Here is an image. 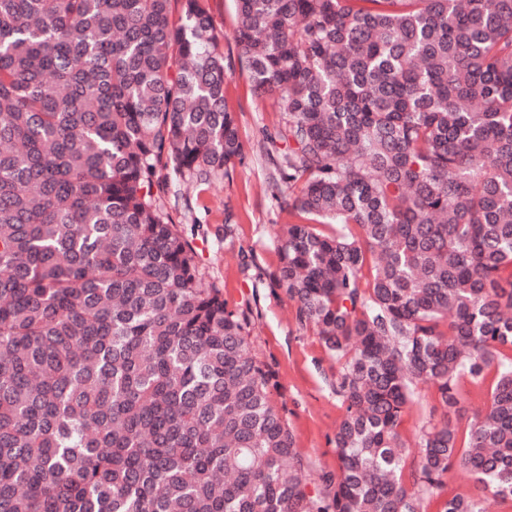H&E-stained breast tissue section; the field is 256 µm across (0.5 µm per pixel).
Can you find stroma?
I'll return each instance as SVG.
<instances>
[{"label":"stroma","mask_w":512,"mask_h":512,"mask_svg":"<svg viewBox=\"0 0 512 512\" xmlns=\"http://www.w3.org/2000/svg\"><path fill=\"white\" fill-rule=\"evenodd\" d=\"M208 7L224 37L225 57L236 62L237 0H208ZM225 96L245 144L244 159L207 190L172 178L161 206L192 246L205 280L223 291L228 308L245 324L255 359L272 376L271 398L310 476L309 490L328 505L333 488L325 479L338 470L332 439L343 414L338 367L278 286L277 235L289 216L272 198L269 179L279 157L267 153L263 136L274 131L280 115L255 96L247 69L237 62ZM440 412L434 390L420 387L401 428L408 460L417 457L422 427Z\"/></svg>","instance_id":"obj_1"}]
</instances>
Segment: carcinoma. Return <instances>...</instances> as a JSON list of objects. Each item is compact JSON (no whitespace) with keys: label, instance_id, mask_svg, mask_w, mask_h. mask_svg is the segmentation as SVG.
<instances>
[{"label":"carcinoma","instance_id":"obj_1","mask_svg":"<svg viewBox=\"0 0 512 512\" xmlns=\"http://www.w3.org/2000/svg\"><path fill=\"white\" fill-rule=\"evenodd\" d=\"M170 2L0 0V512H329L160 205L244 155L208 0ZM237 4L279 285L339 364L332 509L423 512L455 465L442 512L512 500V0ZM488 383H465L460 388V406L463 409L464 418L462 425H466L473 413L485 410L488 403ZM441 409L437 401L435 392L426 386L418 389V394L415 403L407 410L401 432L406 448L407 464H413V460L417 457L416 446L417 436L419 435L423 426L427 424L430 418H437L440 415ZM474 493H476V489L471 475L462 469L455 468L448 473L445 487L438 494L426 500L424 508L426 512H440L445 501L453 495Z\"/></svg>","mask_w":512,"mask_h":512}]
</instances>
